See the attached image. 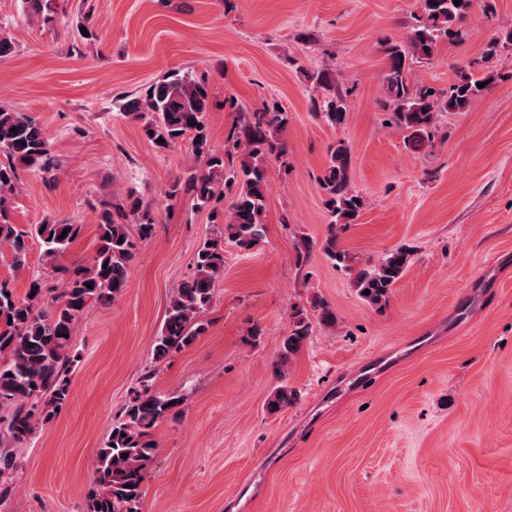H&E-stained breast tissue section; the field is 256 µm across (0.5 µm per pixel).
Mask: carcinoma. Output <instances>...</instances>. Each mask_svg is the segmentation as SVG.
I'll list each match as a JSON object with an SVG mask.
<instances>
[{"instance_id":"cac0c4a2","label":"carcinoma","mask_w":512,"mask_h":512,"mask_svg":"<svg viewBox=\"0 0 512 512\" xmlns=\"http://www.w3.org/2000/svg\"><path fill=\"white\" fill-rule=\"evenodd\" d=\"M473 2L420 0L421 15L407 26L405 37L384 47L380 106L389 124L408 133L417 148L434 140L442 113L470 111L494 80L492 73L460 69L454 82L439 92L410 81L412 67L433 59L437 45L455 35V27L471 12ZM23 11L31 21L49 22L53 0H23ZM308 81L314 89L309 97L310 110L325 124L342 126L348 102L347 95L336 88L334 69L328 65L316 69ZM482 82L486 86L478 87ZM114 106L139 122L158 149L189 142L191 167L172 185L168 199L186 196L198 209L213 206L227 194L231 202L222 212L224 230L200 244L192 275L171 296L164 322L152 342L153 366L142 374L96 451L95 477L85 512H139L143 483L160 455L154 430L164 420L178 419L184 400L181 395L154 391L155 367L191 346L205 332L215 284L224 277V245L247 251L266 236L268 166L288 152L282 138L288 128V112L274 99L262 102L251 117L232 127L223 146L211 145L205 122L210 111L208 80L192 70L172 71L147 86L143 95L130 100L118 98ZM21 168L52 181L59 163L43 126L29 114L1 102L0 244L11 247L13 265L23 268L28 265L31 237L43 248L44 268L57 270V262L79 237L82 225L67 220L42 222L20 232L5 220ZM319 188L326 197L330 231L324 250L344 263L349 255L338 248L337 229L357 223L366 206L353 185L351 148L345 141L329 147ZM130 224L136 227L134 235L128 230ZM155 229L154 211L138 201L126 206L104 202L95 255L88 265L73 267L65 279L48 288L43 276L37 274L31 280L30 292L23 297L15 295L8 283L0 282V507L14 492L13 472L21 464L18 449L36 434L40 423L57 415L69 400L77 322L92 303L109 302L129 287L128 270L138 244L151 239ZM410 264V252L390 250L376 263L368 262L355 270L353 287L364 302L379 308ZM367 289L368 295L364 294ZM310 306L322 325L336 324L334 310L322 298L314 297ZM291 319L272 365L278 386L267 401L271 413L296 402L298 392L288 385V364L312 332L305 310H294ZM123 453L128 457H121Z\"/></svg>"}]
</instances>
